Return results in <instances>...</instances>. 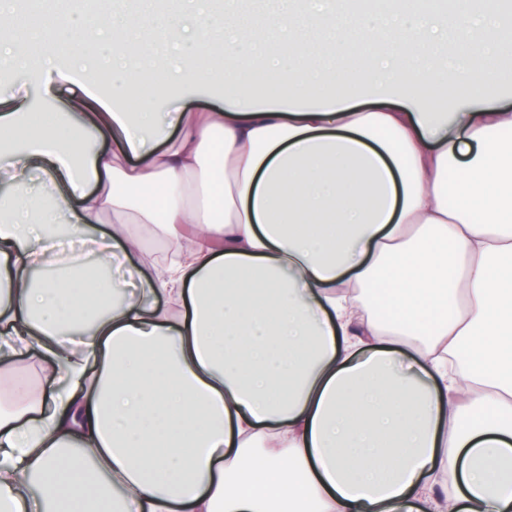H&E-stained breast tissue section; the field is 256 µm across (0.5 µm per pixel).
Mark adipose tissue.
<instances>
[{
    "instance_id": "obj_1",
    "label": "adipose tissue",
    "mask_w": 512,
    "mask_h": 512,
    "mask_svg": "<svg viewBox=\"0 0 512 512\" xmlns=\"http://www.w3.org/2000/svg\"><path fill=\"white\" fill-rule=\"evenodd\" d=\"M294 2L107 5L62 62L16 51L32 32L0 11V66L50 101L74 63L111 82L91 47L135 60L147 31L236 61L128 72L133 101L222 92L165 124L97 87L60 112L0 95V377L36 349L54 385L0 406V512H512V0L369 24ZM146 225L180 260L100 280Z\"/></svg>"
}]
</instances>
